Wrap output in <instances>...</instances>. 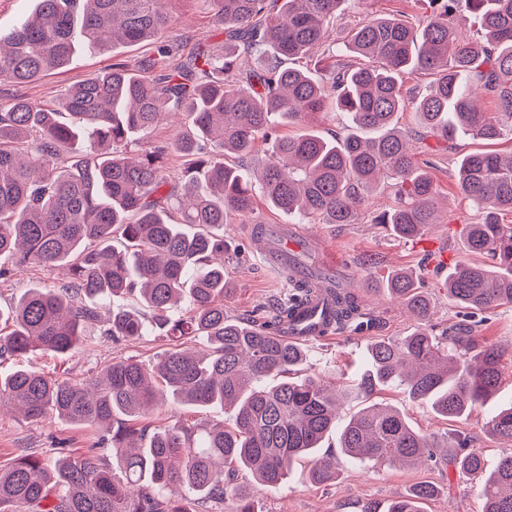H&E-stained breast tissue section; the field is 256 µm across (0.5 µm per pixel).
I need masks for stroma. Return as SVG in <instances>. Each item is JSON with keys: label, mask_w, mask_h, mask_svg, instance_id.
Wrapping results in <instances>:
<instances>
[{"label": "stroma", "mask_w": 512, "mask_h": 512, "mask_svg": "<svg viewBox=\"0 0 512 512\" xmlns=\"http://www.w3.org/2000/svg\"><path fill=\"white\" fill-rule=\"evenodd\" d=\"M166 9L173 18L167 34L172 49L167 64L188 58L198 44H223L224 33L212 24V17L202 0H167ZM432 14L428 0H346L336 19L333 38H342L359 20L370 16H406L423 25ZM153 46L141 44L100 53H84L67 67L49 72L28 84L0 83V102L14 97L25 98L38 105H51L65 90L83 80L109 71L116 62L137 67L145 58L155 55ZM478 141H458L455 150L429 157L417 153L418 161H430L429 172L438 188L442 206L438 224L432 225L424 237L404 240L392 235L383 224L372 218L395 202L391 188L380 186L365 202L362 216L356 224H296L288 235L291 242L309 243L321 240L322 249L314 250L320 268L332 269L359 295L366 327H353L333 335L304 343L308 367L324 378L341 384L355 380L368 358L370 347L380 341H400L414 332L418 324L407 310L380 290L379 282L393 272L405 271L414 276L420 290L431 303L430 320L442 329L459 321L461 310L448 297L445 282L448 269L456 264L478 263V256L469 254L463 242L464 225L475 223L478 214L461 194L456 181L457 164L462 156L479 149ZM251 225H225L224 239L228 245L224 272L231 292L224 299V311L239 318L255 314L284 298L287 274L267 264L263 248L251 239ZM448 250V264L438 267L431 256L432 247ZM62 274L57 268L24 267L6 282L0 283V311L9 310L15 300L36 284H60ZM476 336L490 342L503 353L500 382L495 392L476 404L471 412L459 419L437 415L425 403L409 397L403 387L381 386L372 394L374 401L396 407L411 426L422 434L443 439L460 431L470 440L469 447L481 453L488 465H495L506 448L485 432L486 422L503 408L512 405V306L502 305L475 314ZM178 341L149 330L139 340L115 343L91 333L85 336L76 352L65 355H41L36 366L60 379L82 380L97 375L112 359L128 358L139 361L156 359L162 352L178 348ZM217 419L232 423L231 411L191 409L171 402L156 407L146 417L154 427L175 421ZM101 436L95 428H77L64 420L47 419L32 422L6 411L0 413V467L8 466L19 450L42 452L52 441L65 442L70 453L79 455L94 447ZM335 482L315 484L309 465L297 463L280 486L270 488L258 483L250 487L257 512H361L367 503H375L385 512L392 501L403 496L414 484L436 485L439 492L425 501L423 512H482L479 490L473 481L443 464L419 468H400L384 463L365 462L354 466L341 465Z\"/></svg>", "instance_id": "obj_1"}]
</instances>
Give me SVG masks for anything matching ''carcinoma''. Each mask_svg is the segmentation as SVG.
Masks as SVG:
<instances>
[{
	"label": "carcinoma",
	"mask_w": 512,
	"mask_h": 512,
	"mask_svg": "<svg viewBox=\"0 0 512 512\" xmlns=\"http://www.w3.org/2000/svg\"><path fill=\"white\" fill-rule=\"evenodd\" d=\"M32 10L0 36V82L22 84L69 64L81 48L104 51L157 44L173 25L164 0H31ZM224 48L200 50L158 77L117 62L110 71L67 89L45 108L24 98L0 102V282L20 267L67 265L61 285L27 289L0 322V358L36 353L66 355L91 326L114 342L147 335V319L171 338L202 336L201 351L169 350L156 363L125 358L85 381H66L29 365L0 376V407L27 419L57 417L105 432L112 461L72 456L62 448L23 451L0 469V512H255L248 482L277 487L299 458L313 460L312 481L329 484L337 463L318 455L336 427L339 406L368 398L378 386L398 383L447 418H461L498 385L502 353L478 343L461 321L441 335L426 326L401 342H378L360 381L330 386L302 369L305 352L281 330L313 291L290 282L285 301L263 322L224 313V225L240 218L262 233L253 181L214 154L248 156L270 137L274 119L303 126L297 136L275 138L259 179L274 209L304 223L356 224L365 198L392 180L396 203L374 219L399 238L414 240L438 222L437 187L415 159L399 125L405 112L448 150L467 135L480 141L512 137V0H437L425 25L399 17H368L350 38L330 33L346 0H203ZM470 17L477 36L455 28ZM332 59L316 78L289 66L316 48ZM425 71L433 81L406 96L401 75ZM487 97L495 111H484ZM182 109L190 134L173 146L129 153L124 146L168 114ZM322 112H341L348 134L328 139L308 126ZM190 158L180 182L164 176L168 154ZM458 186L479 219L465 227L474 255L492 269L461 264L448 272V297L463 309L512 305V153L474 151L458 162ZM387 291L419 321L428 299L413 275L397 272ZM332 330L362 315L358 296L333 289ZM127 294L136 305L113 308ZM185 313L169 312L180 302ZM285 374L272 385L263 379ZM171 398L196 409L220 405L235 412L222 421L177 420L150 430L138 418ZM492 438L512 445V406L486 424ZM438 444L417 432L397 410L368 405L340 433L346 460L413 468ZM448 468L480 484L483 512H512V453L491 472L467 449V438L448 437ZM436 489L413 486L386 512H421Z\"/></svg>",
	"instance_id": "cac0c4a2"
}]
</instances>
